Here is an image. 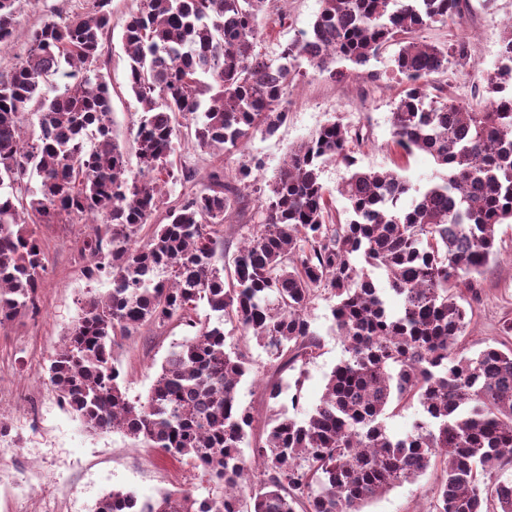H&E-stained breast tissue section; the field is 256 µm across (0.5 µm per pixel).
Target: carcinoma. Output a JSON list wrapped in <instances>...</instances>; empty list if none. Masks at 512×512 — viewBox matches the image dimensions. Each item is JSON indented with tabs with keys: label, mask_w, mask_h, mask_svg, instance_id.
Listing matches in <instances>:
<instances>
[{
	"label": "carcinoma",
	"mask_w": 512,
	"mask_h": 512,
	"mask_svg": "<svg viewBox=\"0 0 512 512\" xmlns=\"http://www.w3.org/2000/svg\"><path fill=\"white\" fill-rule=\"evenodd\" d=\"M17 0H0V38L13 37ZM273 0H140L126 20L128 85L142 113L131 149L112 139L110 91L98 67L112 0L35 29L27 55L0 73V324L37 312L45 255L29 224L90 217L81 269L111 288L89 299L50 359L60 403L91 430L127 436L187 461L216 485L197 500L175 492L138 501L114 490L94 512H366L395 487L440 469L434 512H512V344L474 356L455 352L469 321L456 289L497 257L495 228L512 224V21L486 76L478 108L430 97L448 64L464 65L467 41L428 44L417 33L462 21L464 0H319L307 31L274 61L262 51V21ZM398 46L395 70L407 84L390 115L391 143L442 169L413 185L395 170L358 165L352 145L363 127L338 120L288 150L268 192L257 196L250 235L233 269L218 249L240 193L259 181L257 162L177 200L166 223L138 244L162 203L158 181L189 179L170 156L191 119L199 148L228 153L273 133L302 67L343 79ZM65 79L53 97L46 78ZM329 161L348 176L336 192L348 217L331 224ZM37 177L38 189L28 187ZM366 266L359 267L357 258ZM385 272L398 313L367 267ZM336 298L332 316L346 357L328 376L314 411L291 416L283 388L264 441L251 449L250 485L241 453L255 417L237 398L250 362L226 343L234 322L292 368L320 348L307 310L316 292ZM207 302L217 320L194 316ZM178 320L194 329L165 358L146 400L122 391L112 344L143 326ZM417 402L421 417L403 438L386 430L393 405Z\"/></svg>",
	"instance_id": "carcinoma-1"
}]
</instances>
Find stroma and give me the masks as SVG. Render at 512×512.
<instances>
[{
	"label": "stroma",
	"mask_w": 512,
	"mask_h": 512,
	"mask_svg": "<svg viewBox=\"0 0 512 512\" xmlns=\"http://www.w3.org/2000/svg\"><path fill=\"white\" fill-rule=\"evenodd\" d=\"M87 8V0H19L13 44L0 55V71L10 70L25 56L31 32L44 20L83 13ZM135 8L136 0H112L100 56V71L111 96L112 134L124 147L141 117L129 92L128 58L122 42L126 19ZM319 9V0H288L284 19L264 29L263 51L276 57L282 45L310 29ZM510 15L512 0H497L492 11L484 8L483 0H469L462 24L436 23L421 32V40L436 44L462 37L468 40L466 64L449 68L444 77L445 92L454 102L467 105L482 100L486 73L498 58L503 35L500 21ZM397 51V46H390L357 79L335 80L307 72L288 99L287 122L275 134L256 136L233 153L201 151L193 131L183 130L172 160L191 178L174 187V196L200 190L213 170L229 173L251 159L262 162V179L271 181L289 148L331 120L368 130L369 139L357 154L362 166L393 168L389 116L405 89L393 70ZM37 231L48 261L37 293L38 313L0 325V423L10 428L8 436L0 437V512H44L49 489L58 494L55 512H93L99 499L115 489L133 492L142 500L164 489L205 497L211 483L201 471L169 458L160 449L136 445L121 432L91 431L60 404L48 383L49 361L85 302L105 294L108 286L88 282L81 274L78 247L89 232L87 225L41 224ZM496 244L497 262L465 295L470 323L458 351L466 356L502 341V324L512 320V224L498 226ZM334 303L327 292H317L308 316L321 348L298 372L279 371L263 348L253 341L243 342L234 324L225 323L228 342L242 345L251 360V370L238 387L241 403L251 407L255 416L246 447L264 437L270 416L264 394L268 380L280 377L300 382L298 418H305L319 404L328 375L345 355L331 315ZM190 335V328L169 322L141 327L113 345L112 361L121 372L120 384L130 401L145 400L167 351ZM438 480V471H428L416 482L403 483L372 502L367 512H432Z\"/></svg>",
	"instance_id": "obj_1"
}]
</instances>
